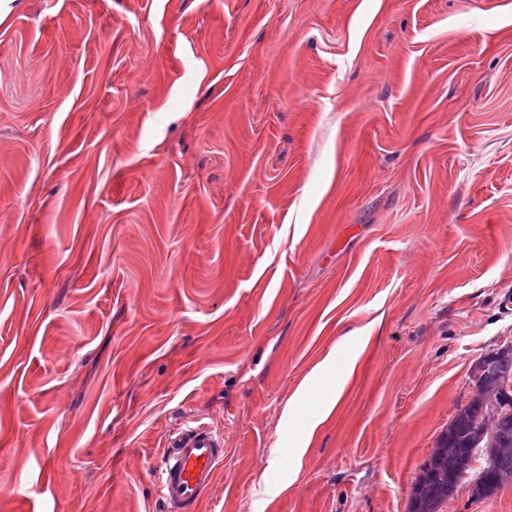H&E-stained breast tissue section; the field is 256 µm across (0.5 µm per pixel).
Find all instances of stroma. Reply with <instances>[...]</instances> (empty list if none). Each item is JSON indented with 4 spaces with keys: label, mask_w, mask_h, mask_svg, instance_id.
Listing matches in <instances>:
<instances>
[{
    "label": "stroma",
    "mask_w": 512,
    "mask_h": 512,
    "mask_svg": "<svg viewBox=\"0 0 512 512\" xmlns=\"http://www.w3.org/2000/svg\"><path fill=\"white\" fill-rule=\"evenodd\" d=\"M509 340L512 0L0 22V512H163L191 420L201 512H407ZM224 463V435L209 424H182L169 433L156 471L165 512H199Z\"/></svg>",
    "instance_id": "35a3bbf8"
}]
</instances>
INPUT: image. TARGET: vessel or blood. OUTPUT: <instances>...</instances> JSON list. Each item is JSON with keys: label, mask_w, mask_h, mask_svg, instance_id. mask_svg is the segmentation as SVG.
<instances>
[{"label": "vessel or blood", "mask_w": 512, "mask_h": 512, "mask_svg": "<svg viewBox=\"0 0 512 512\" xmlns=\"http://www.w3.org/2000/svg\"><path fill=\"white\" fill-rule=\"evenodd\" d=\"M223 463L222 432L205 423L173 429L156 471L164 512H199Z\"/></svg>", "instance_id": "obj_1"}]
</instances>
